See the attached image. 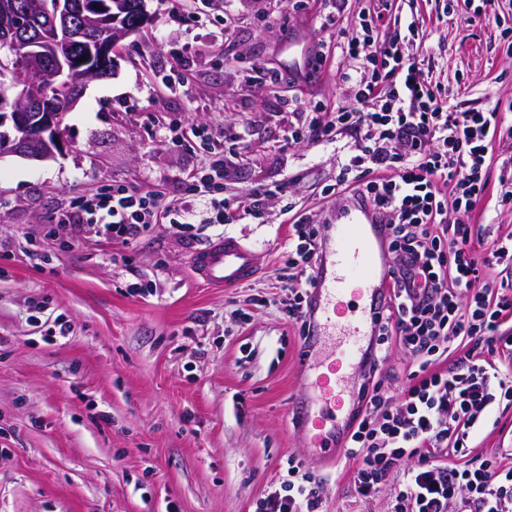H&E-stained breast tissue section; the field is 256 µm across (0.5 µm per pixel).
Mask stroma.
I'll return each instance as SVG.
<instances>
[{
  "label": "stroma",
  "mask_w": 512,
  "mask_h": 512,
  "mask_svg": "<svg viewBox=\"0 0 512 512\" xmlns=\"http://www.w3.org/2000/svg\"><path fill=\"white\" fill-rule=\"evenodd\" d=\"M394 0L390 22L422 20L420 53L451 104H512V0ZM377 0H345L322 29L324 0H147L150 21L121 40L112 77L88 84L55 159H0V512H255L288 458L321 481L324 512H389L392 472L374 497L354 489V459L305 447L288 406L305 388L300 326L285 311L288 231L321 223L352 135L289 145L310 111L352 97V60L336 51ZM304 27L320 56L298 80L281 53ZM279 77L259 76L262 67ZM195 124L224 134V197L253 208L228 224H156L115 243L60 223L75 199L112 185L190 200L185 179L213 160ZM476 233L512 234V137L492 142ZM191 201V200H190ZM252 246V280L206 287L189 260L220 237ZM66 327V338L49 335ZM512 448V402L494 405L469 443Z\"/></svg>",
  "instance_id": "obj_1"
}]
</instances>
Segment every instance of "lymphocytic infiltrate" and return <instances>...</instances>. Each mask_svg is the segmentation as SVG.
Instances as JSON below:
<instances>
[{
	"label": "lymphocytic infiltrate",
	"mask_w": 512,
	"mask_h": 512,
	"mask_svg": "<svg viewBox=\"0 0 512 512\" xmlns=\"http://www.w3.org/2000/svg\"><path fill=\"white\" fill-rule=\"evenodd\" d=\"M391 5L381 0L379 10L360 15L355 33L336 43L354 62L353 102L338 104L330 119L315 117L308 128L289 129L287 136L297 144L353 133L337 189L353 191L392 228L389 251L397 268L380 304L360 407L346 442L348 455L359 461L354 486L371 496L399 467L403 477L393 490L391 512H512V458L493 452L472 462L467 448L491 406L512 400V374L494 360L512 355V337L499 333L512 319V292L476 285L484 268L512 261V235L488 245L465 220L487 192L491 141L496 133H511L512 125L499 107L462 112L439 95L410 49L419 37L418 21L375 39ZM224 167L220 157L189 177L193 195L210 204L211 224L229 223L231 212L246 213L252 206L244 196L224 201ZM77 207L90 231L123 243L179 213L126 186L79 199ZM452 210L457 220H449ZM320 240L318 227L303 217L288 237V316L298 322ZM394 344L413 366L407 388L396 397L383 391L379 378ZM451 356L458 359L457 370L440 371L439 363ZM287 465L278 490L257 512H319V480L295 459Z\"/></svg>",
	"instance_id": "1"
}]
</instances>
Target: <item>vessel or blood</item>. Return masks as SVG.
<instances>
[{
  "instance_id": "obj_1",
  "label": "vessel or blood",
  "mask_w": 512,
  "mask_h": 512,
  "mask_svg": "<svg viewBox=\"0 0 512 512\" xmlns=\"http://www.w3.org/2000/svg\"><path fill=\"white\" fill-rule=\"evenodd\" d=\"M391 229L382 218L359 201L346 198L323 219L322 246L314 272V286L307 300L308 334L299 347L303 362H310L319 336L340 333L325 369H313L321 404L308 401L290 410L311 444L327 447L343 430L349 408L336 377L352 367L374 333V319L387 271L381 260L387 252ZM195 273L213 288H232L251 279L256 271L255 252L237 239H217L196 252Z\"/></svg>"
}]
</instances>
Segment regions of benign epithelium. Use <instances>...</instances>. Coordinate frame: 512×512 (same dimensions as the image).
<instances>
[{"instance_id":"1","label":"benign epithelium","mask_w":512,"mask_h":512,"mask_svg":"<svg viewBox=\"0 0 512 512\" xmlns=\"http://www.w3.org/2000/svg\"><path fill=\"white\" fill-rule=\"evenodd\" d=\"M127 9L121 0H48L38 15L25 18L16 0H0V44L24 47L18 67L64 92L51 97L10 68L0 72L9 86L0 93V159L47 161L61 152L64 118L88 83L87 75L69 67L71 47L90 28H104L108 38L99 40L90 54L112 62L116 42L137 31L119 22Z\"/></svg>"}]
</instances>
